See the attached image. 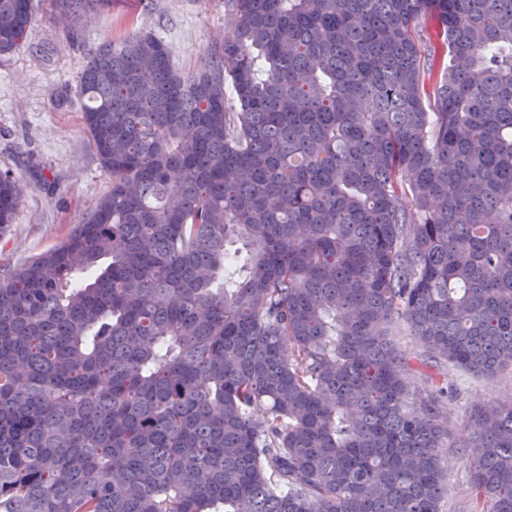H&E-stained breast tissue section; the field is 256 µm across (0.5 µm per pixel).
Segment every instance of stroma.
<instances>
[{"label": "stroma", "instance_id": "stroma-1", "mask_svg": "<svg viewBox=\"0 0 512 512\" xmlns=\"http://www.w3.org/2000/svg\"><path fill=\"white\" fill-rule=\"evenodd\" d=\"M34 6L26 41L0 56V171H12L24 184L12 223L0 227V274L56 245L111 186L88 144L76 94L89 52L150 29L171 47L179 69L192 73L228 31L224 0H112L74 31L53 18L48 0ZM415 381L445 393L449 494L441 512H464L469 486L459 447L469 438L473 410L512 399V368L489 376L419 374Z\"/></svg>", "mask_w": 512, "mask_h": 512}]
</instances>
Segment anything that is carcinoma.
<instances>
[{"label":"carcinoma","instance_id":"carcinoma-1","mask_svg":"<svg viewBox=\"0 0 512 512\" xmlns=\"http://www.w3.org/2000/svg\"><path fill=\"white\" fill-rule=\"evenodd\" d=\"M33 13L0 0V56ZM224 16L195 73L142 29L89 53L111 188L0 275V512H439L444 390L391 330L512 366V0ZM472 428V512H512V401Z\"/></svg>","mask_w":512,"mask_h":512}]
</instances>
